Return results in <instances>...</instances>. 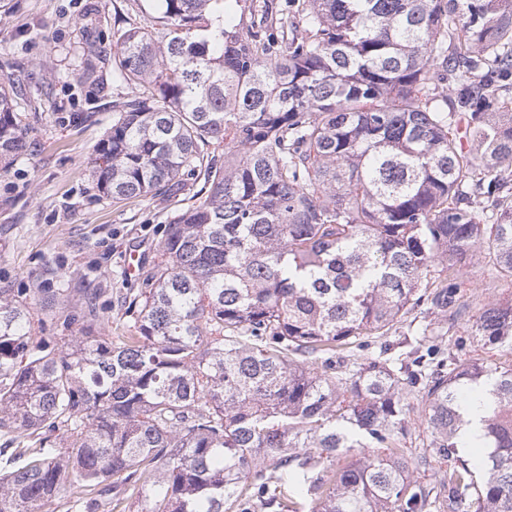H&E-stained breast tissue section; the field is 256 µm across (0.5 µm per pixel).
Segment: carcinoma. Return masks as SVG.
<instances>
[{
    "mask_svg": "<svg viewBox=\"0 0 512 512\" xmlns=\"http://www.w3.org/2000/svg\"><path fill=\"white\" fill-rule=\"evenodd\" d=\"M142 8L157 29L112 34L135 94L97 188L169 197L200 171L206 193L166 225L133 334L34 345L0 288V437L38 442L5 459L0 512H512V360L469 349L512 355V301L469 319L463 295L480 250L512 281V0H291L281 35L244 22L269 0ZM23 131L0 87V162Z\"/></svg>",
    "mask_w": 512,
    "mask_h": 512,
    "instance_id": "carcinoma-1",
    "label": "carcinoma"
}]
</instances>
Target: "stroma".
Masks as SVG:
<instances>
[{"instance_id":"1","label":"stroma","mask_w":512,"mask_h":512,"mask_svg":"<svg viewBox=\"0 0 512 512\" xmlns=\"http://www.w3.org/2000/svg\"><path fill=\"white\" fill-rule=\"evenodd\" d=\"M139 0H0V84L23 115L27 149L0 173V288L28 298L61 292L53 308L31 309V334L56 344L81 327L108 334L142 287L126 272L159 259L179 198L115 200L92 176L112 129V101L129 86L112 79V33L142 23ZM96 294L98 319L85 298ZM471 312L512 299V282L489 276L477 256L464 286Z\"/></svg>"}]
</instances>
